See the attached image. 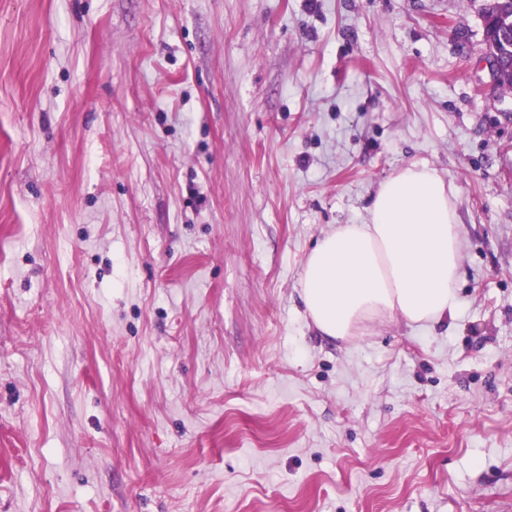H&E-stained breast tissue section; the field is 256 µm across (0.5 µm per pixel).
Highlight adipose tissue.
<instances>
[{
  "mask_svg": "<svg viewBox=\"0 0 512 512\" xmlns=\"http://www.w3.org/2000/svg\"><path fill=\"white\" fill-rule=\"evenodd\" d=\"M463 239L453 189L412 164L383 181L362 224L323 234L302 265L299 296L320 336L348 341L398 319L427 327L455 318Z\"/></svg>",
  "mask_w": 512,
  "mask_h": 512,
  "instance_id": "1",
  "label": "adipose tissue"
}]
</instances>
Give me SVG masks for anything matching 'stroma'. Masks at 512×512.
<instances>
[{
  "label": "stroma",
  "instance_id": "1",
  "mask_svg": "<svg viewBox=\"0 0 512 512\" xmlns=\"http://www.w3.org/2000/svg\"><path fill=\"white\" fill-rule=\"evenodd\" d=\"M489 0H0V512H512V95ZM454 321L315 331L410 165Z\"/></svg>",
  "mask_w": 512,
  "mask_h": 512
}]
</instances>
